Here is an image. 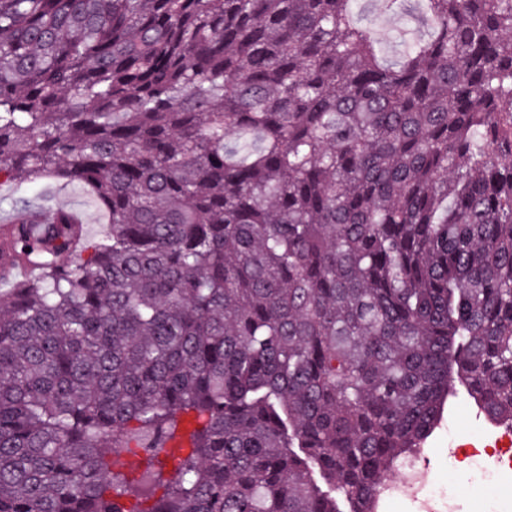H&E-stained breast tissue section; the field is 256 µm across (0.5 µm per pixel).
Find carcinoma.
<instances>
[{"instance_id":"carcinoma-1","label":"carcinoma","mask_w":512,"mask_h":512,"mask_svg":"<svg viewBox=\"0 0 512 512\" xmlns=\"http://www.w3.org/2000/svg\"><path fill=\"white\" fill-rule=\"evenodd\" d=\"M355 2L0 0V202L107 215L0 230V512H374L458 388L512 426V0L395 65ZM30 200L34 204H56L73 208L82 217L88 236L98 237L104 230L106 216L93 198L82 188L74 185H57L48 191L32 190Z\"/></svg>"}]
</instances>
